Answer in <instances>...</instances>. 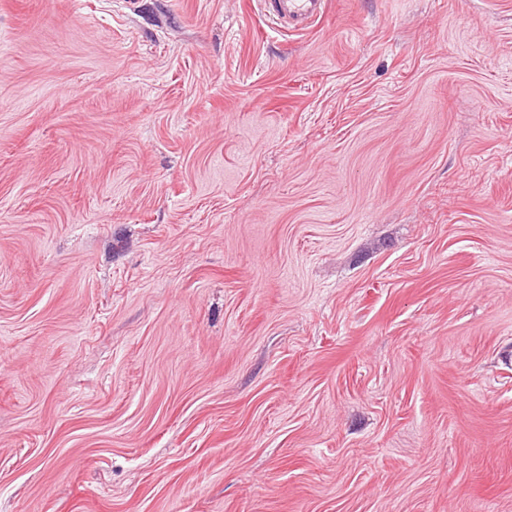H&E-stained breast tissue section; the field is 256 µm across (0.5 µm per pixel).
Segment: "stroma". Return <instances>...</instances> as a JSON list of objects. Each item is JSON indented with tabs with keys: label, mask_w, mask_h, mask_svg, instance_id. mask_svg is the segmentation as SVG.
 <instances>
[{
	"label": "stroma",
	"mask_w": 512,
	"mask_h": 512,
	"mask_svg": "<svg viewBox=\"0 0 512 512\" xmlns=\"http://www.w3.org/2000/svg\"><path fill=\"white\" fill-rule=\"evenodd\" d=\"M0 512H512V0H0ZM261 11L280 30L304 33L322 18L326 0H259Z\"/></svg>",
	"instance_id": "35a3bbf8"
}]
</instances>
